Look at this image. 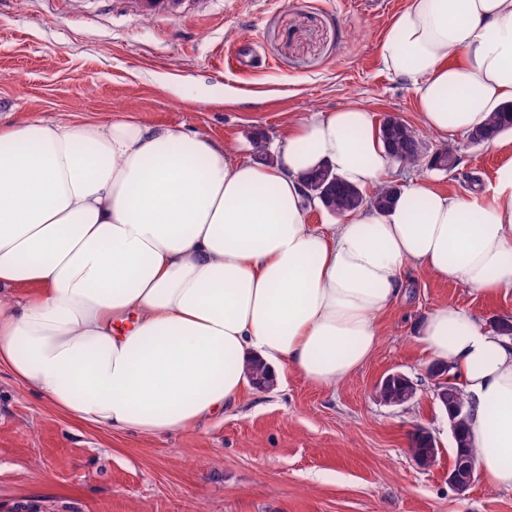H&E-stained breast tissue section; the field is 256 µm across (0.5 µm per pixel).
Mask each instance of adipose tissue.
Listing matches in <instances>:
<instances>
[{
    "label": "adipose tissue",
    "instance_id": "adipose-tissue-1",
    "mask_svg": "<svg viewBox=\"0 0 512 512\" xmlns=\"http://www.w3.org/2000/svg\"><path fill=\"white\" fill-rule=\"evenodd\" d=\"M380 55L451 142L512 101V0H408ZM323 163L391 183L364 104L289 122L268 162L129 114L0 124V368L73 422L171 434L234 406L256 356L319 387L352 375L406 268L512 290V161L465 196L415 181L312 224ZM421 341L461 380L485 481L512 490V339L447 305Z\"/></svg>",
    "mask_w": 512,
    "mask_h": 512
}]
</instances>
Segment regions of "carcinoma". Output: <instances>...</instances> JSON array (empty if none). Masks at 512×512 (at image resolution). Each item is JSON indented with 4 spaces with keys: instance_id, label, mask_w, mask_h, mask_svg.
Here are the masks:
<instances>
[{
    "instance_id": "1",
    "label": "carcinoma",
    "mask_w": 512,
    "mask_h": 512,
    "mask_svg": "<svg viewBox=\"0 0 512 512\" xmlns=\"http://www.w3.org/2000/svg\"><path fill=\"white\" fill-rule=\"evenodd\" d=\"M483 129L487 132L490 141L497 140L501 135L512 131V101L502 104L495 112L491 113ZM414 132L405 124L391 126V133L387 150L397 163L411 167L421 164L424 152H413ZM457 145L447 144L441 147L435 157L428 161L430 167L445 168L454 163ZM308 194L315 197H325L330 205L329 212L343 216L363 205H371L380 211L389 209L396 197L389 187L378 190L371 196L365 195L359 188L344 181L336 174L326 175L324 169L318 168L309 172L304 179ZM441 375L445 376L443 387L447 392L455 396V401H437V405L445 412L449 411L453 403L467 405L466 396L458 376L452 373V367L440 365ZM251 383L257 388L269 390L275 386V379L269 373L266 364L260 360H253L248 367ZM376 394L380 402H389L393 406L400 403H408L415 399L417 386L413 385L408 377L403 374L391 376L387 381L380 382L376 387ZM469 413H464L456 419V439L452 440V448H463L471 455H476V450L470 443L468 435ZM431 433L420 427L412 435L411 451L419 459L423 466L430 467L435 458L432 452Z\"/></svg>"
}]
</instances>
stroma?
Wrapping results in <instances>:
<instances>
[{
    "instance_id": "35a3bbf8",
    "label": "stroma",
    "mask_w": 512,
    "mask_h": 512,
    "mask_svg": "<svg viewBox=\"0 0 512 512\" xmlns=\"http://www.w3.org/2000/svg\"><path fill=\"white\" fill-rule=\"evenodd\" d=\"M406 2L204 0L202 10L146 21L126 0H12L0 11V121L131 112L246 153L259 136L277 143L289 120L358 100L374 122L400 118L431 153L441 142L422 126L415 90L380 59ZM247 41L265 64L233 74L216 53ZM456 141L453 169L422 166L403 180L464 194L512 160V132L497 146ZM444 305L489 326L512 318V294L489 300L407 270L374 353L342 384L315 386L286 365L273 389L247 387L236 407L173 434L77 425L0 368V512H512V490L483 476L463 494L448 484V416L420 341ZM391 372L416 384L409 404L377 399ZM419 426L441 447L426 468L410 453Z\"/></svg>"
}]
</instances>
